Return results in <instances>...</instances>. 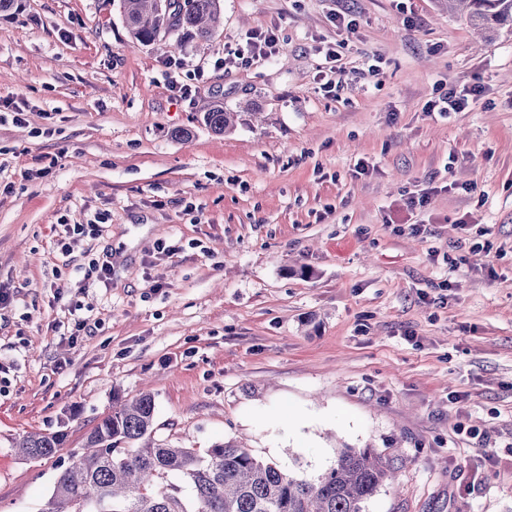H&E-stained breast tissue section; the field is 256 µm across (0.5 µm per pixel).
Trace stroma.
Here are the masks:
<instances>
[{
  "label": "stroma",
  "instance_id": "1",
  "mask_svg": "<svg viewBox=\"0 0 512 512\" xmlns=\"http://www.w3.org/2000/svg\"><path fill=\"white\" fill-rule=\"evenodd\" d=\"M221 4L182 50L133 43L108 0L0 14L22 111L0 123V512H42L145 389L166 444L232 439L306 479L377 449L397 480L363 512H512V29L485 40L446 0ZM267 29L272 56L218 66ZM472 85L469 110L429 111ZM217 102L224 135L197 121ZM56 430L58 456L19 459ZM68 433L63 430L29 433L16 444L17 454L25 459L50 458L66 447Z\"/></svg>",
  "mask_w": 512,
  "mask_h": 512
}]
</instances>
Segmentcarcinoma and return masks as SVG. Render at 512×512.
<instances>
[{
  "label": "carcinoma",
  "instance_id": "cac0c4a2",
  "mask_svg": "<svg viewBox=\"0 0 512 512\" xmlns=\"http://www.w3.org/2000/svg\"><path fill=\"white\" fill-rule=\"evenodd\" d=\"M471 26L494 36L512 24V0H446ZM133 40L170 37L182 47L209 41L222 21L220 0H120ZM199 120L228 132L234 113L215 105ZM155 397L118 401L89 431L81 451L60 466L43 512H363L393 470L375 448H341L336 464L315 479L258 460L233 440L205 452L154 439ZM63 430L35 432L16 444L25 459L50 458L66 447Z\"/></svg>",
  "mask_w": 512,
  "mask_h": 512
}]
</instances>
